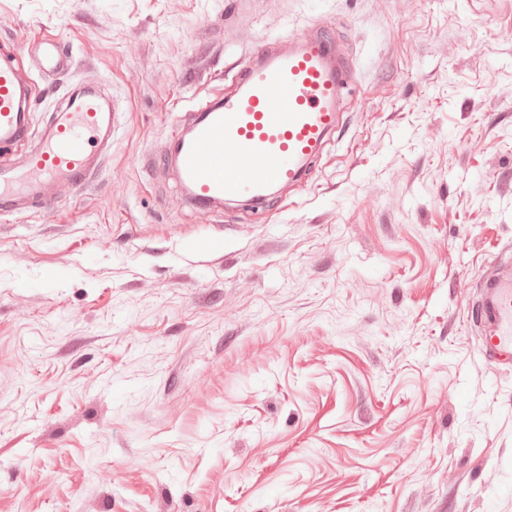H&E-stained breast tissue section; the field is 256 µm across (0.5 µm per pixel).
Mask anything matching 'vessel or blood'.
Wrapping results in <instances>:
<instances>
[{"label":"vessel or blood","instance_id":"vessel-or-blood-1","mask_svg":"<svg viewBox=\"0 0 512 512\" xmlns=\"http://www.w3.org/2000/svg\"><path fill=\"white\" fill-rule=\"evenodd\" d=\"M44 68L69 70L72 53L55 38L39 45ZM353 78L327 28L260 47L234 90L195 118L189 134L169 144L186 202L209 208L222 201L258 205L306 176L340 124L343 92ZM118 114L97 86L71 88L52 113L41 143L20 162L0 163V214L25 202L50 205L60 190L77 191L112 144ZM30 95L10 62L0 63V146L28 135ZM485 354L512 365V264L496 260L482 274L473 301Z\"/></svg>","mask_w":512,"mask_h":512}]
</instances>
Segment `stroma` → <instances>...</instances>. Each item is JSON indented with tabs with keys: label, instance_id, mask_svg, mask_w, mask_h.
Here are the masks:
<instances>
[{
	"label": "stroma",
	"instance_id": "1",
	"mask_svg": "<svg viewBox=\"0 0 512 512\" xmlns=\"http://www.w3.org/2000/svg\"><path fill=\"white\" fill-rule=\"evenodd\" d=\"M322 25L354 78L309 175L181 204L148 158ZM511 28L512 0H0L15 154L75 83L122 111L87 187L0 214V512H512V366L470 310L512 245ZM39 51L44 68L57 73L69 70L72 53L67 44L56 38H46L40 43ZM30 95L13 65L0 63V146L13 145L28 135L31 123Z\"/></svg>",
	"mask_w": 512,
	"mask_h": 512
}]
</instances>
